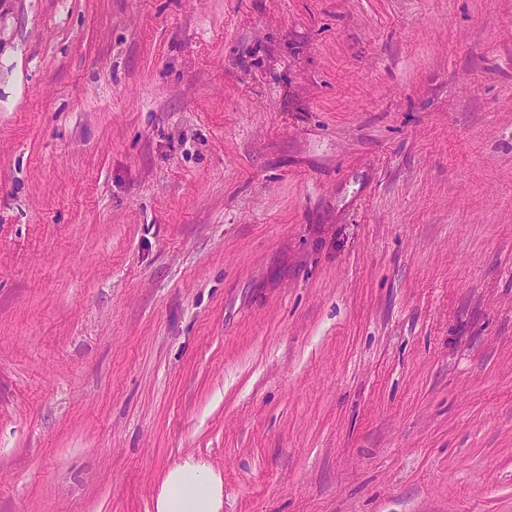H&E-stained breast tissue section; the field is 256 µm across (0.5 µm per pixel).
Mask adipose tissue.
<instances>
[{"mask_svg":"<svg viewBox=\"0 0 512 512\" xmlns=\"http://www.w3.org/2000/svg\"><path fill=\"white\" fill-rule=\"evenodd\" d=\"M224 505L220 475L192 460L172 469L159 492L157 512H220Z\"/></svg>","mask_w":512,"mask_h":512,"instance_id":"ef3b65f1","label":"adipose tissue"}]
</instances>
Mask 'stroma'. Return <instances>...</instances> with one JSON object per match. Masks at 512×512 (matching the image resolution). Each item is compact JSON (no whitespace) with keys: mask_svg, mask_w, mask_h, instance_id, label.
<instances>
[{"mask_svg":"<svg viewBox=\"0 0 512 512\" xmlns=\"http://www.w3.org/2000/svg\"><path fill=\"white\" fill-rule=\"evenodd\" d=\"M512 512V0H0V512ZM224 506L220 475L209 466L186 460L172 469L159 492L157 512H220Z\"/></svg>","mask_w":512,"mask_h":512,"instance_id":"stroma-1","label":"stroma"}]
</instances>
